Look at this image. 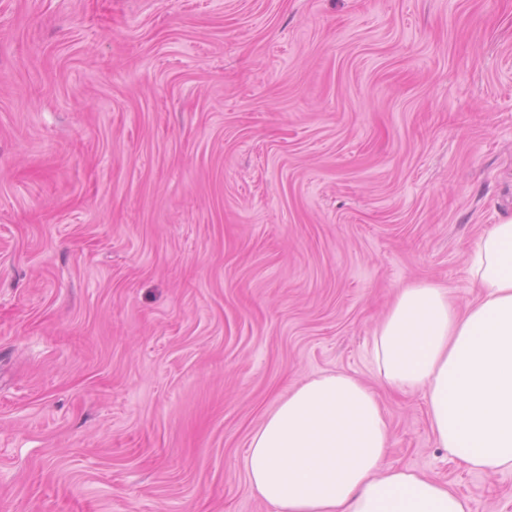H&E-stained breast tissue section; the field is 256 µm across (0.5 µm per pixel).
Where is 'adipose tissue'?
<instances>
[{"label":"adipose tissue","instance_id":"adipose-tissue-1","mask_svg":"<svg viewBox=\"0 0 512 512\" xmlns=\"http://www.w3.org/2000/svg\"><path fill=\"white\" fill-rule=\"evenodd\" d=\"M478 299L401 288L376 327L378 376L422 392L438 447L471 470L512 471V217L477 242L468 268ZM389 424L373 391L345 373L296 386L252 436L245 467L275 512H469L446 483L387 465Z\"/></svg>","mask_w":512,"mask_h":512}]
</instances>
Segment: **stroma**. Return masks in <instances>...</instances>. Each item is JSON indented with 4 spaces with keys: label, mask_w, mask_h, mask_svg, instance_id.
<instances>
[{
    "label": "stroma",
    "mask_w": 512,
    "mask_h": 512,
    "mask_svg": "<svg viewBox=\"0 0 512 512\" xmlns=\"http://www.w3.org/2000/svg\"><path fill=\"white\" fill-rule=\"evenodd\" d=\"M508 215L512 0H0V512H273L249 441L328 372L512 512L371 357Z\"/></svg>",
    "instance_id": "obj_1"
}]
</instances>
